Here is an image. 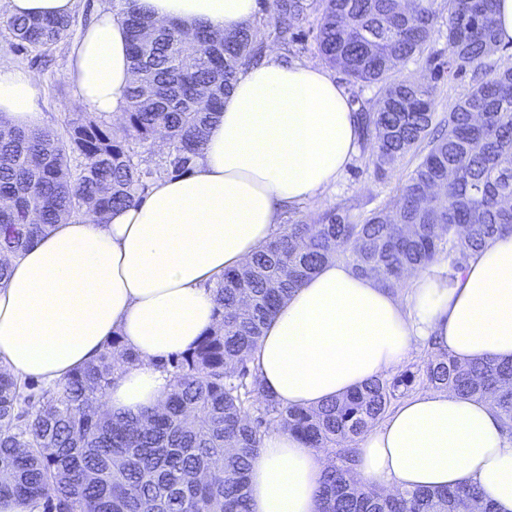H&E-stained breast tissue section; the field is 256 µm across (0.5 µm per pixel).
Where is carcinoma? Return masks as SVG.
Instances as JSON below:
<instances>
[{"mask_svg":"<svg viewBox=\"0 0 512 512\" xmlns=\"http://www.w3.org/2000/svg\"><path fill=\"white\" fill-rule=\"evenodd\" d=\"M495 0H274L277 17L320 12L323 59L356 83L380 86L359 112L369 165L384 174L407 157L417 163L382 205L344 204L310 220H288L240 269L214 283V321L185 352L161 367L171 378L163 404L138 416L105 409L116 362L139 357L118 338L55 386L0 369V496L43 512H250L248 475L264 436L281 427L309 448L333 452L320 512H494L464 482L446 490L387 493L354 471L355 445L415 381L469 399H490L512 432V361L462 364L431 348L392 378L364 383L315 409L283 405L264 393L251 366L278 305L324 263L336 259L383 288L412 270L448 262L453 278L488 241L512 234V68L479 73L498 48ZM136 79L120 125L104 114H76L53 132L0 122V285L9 258L55 225L85 216L105 222L143 201L163 177L190 172L240 68L268 40L296 33L276 22L221 34L205 25L161 27L141 8L124 12ZM20 50L47 52L73 18H8ZM446 28L448 60L434 79L471 71L475 85L435 123L436 85L391 78ZM168 151L146 153L157 135Z\"/></svg>","mask_w":512,"mask_h":512,"instance_id":"cac0c4a2","label":"carcinoma"}]
</instances>
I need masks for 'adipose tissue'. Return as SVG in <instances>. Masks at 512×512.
I'll return each instance as SVG.
<instances>
[{"mask_svg": "<svg viewBox=\"0 0 512 512\" xmlns=\"http://www.w3.org/2000/svg\"><path fill=\"white\" fill-rule=\"evenodd\" d=\"M159 23L212 30L249 22L256 0H136ZM125 0H112L72 49L77 100L120 119L134 80ZM39 85L0 67V122L40 126ZM359 148L358 118L323 68L272 58L243 68L189 173L157 181L105 222L60 224L12 259L0 287V368L53 385L113 337L135 352L118 364L108 409L137 415L170 387L162 360L187 350L214 319L213 284L276 231L282 211L322 199ZM459 362L512 360V235L489 241L464 269L409 274L402 291L338 261L295 288L253 355L277 401L318 407L388 375L417 342ZM325 455L269 431L249 479L251 512H319ZM355 472L390 491L468 482L496 512H512V433L493 406L425 391L394 406L359 442Z\"/></svg>", "mask_w": 512, "mask_h": 512, "instance_id": "adipose-tissue-1", "label": "adipose tissue"}]
</instances>
